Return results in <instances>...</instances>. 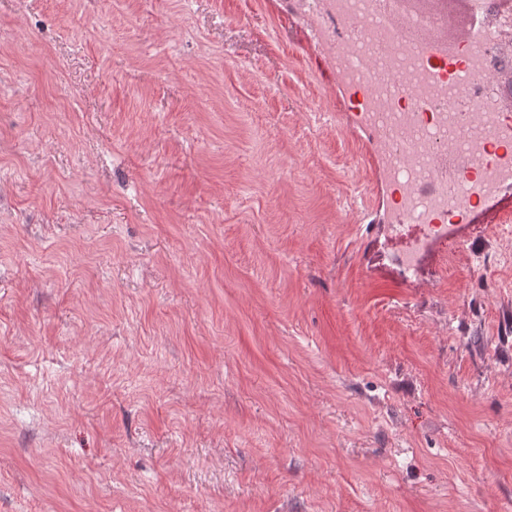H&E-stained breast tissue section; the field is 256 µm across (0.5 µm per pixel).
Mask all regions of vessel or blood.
<instances>
[{
  "label": "vessel or blood",
  "mask_w": 512,
  "mask_h": 512,
  "mask_svg": "<svg viewBox=\"0 0 512 512\" xmlns=\"http://www.w3.org/2000/svg\"><path fill=\"white\" fill-rule=\"evenodd\" d=\"M454 3L451 18L429 26L424 0H289V14L309 18L316 43L326 50L327 75L343 98L348 126L371 136L377 151L385 149L377 123L379 73H388L418 111L453 113L462 127L480 105L496 106V87L479 61L512 41V0ZM480 150L482 166L470 167L464 147L451 138L430 152L429 175L385 178L391 191L385 222L433 224L452 212L460 223L478 213L498 223L512 212V121H499ZM490 172L500 184L493 196L485 192Z\"/></svg>",
  "instance_id": "obj_1"
}]
</instances>
